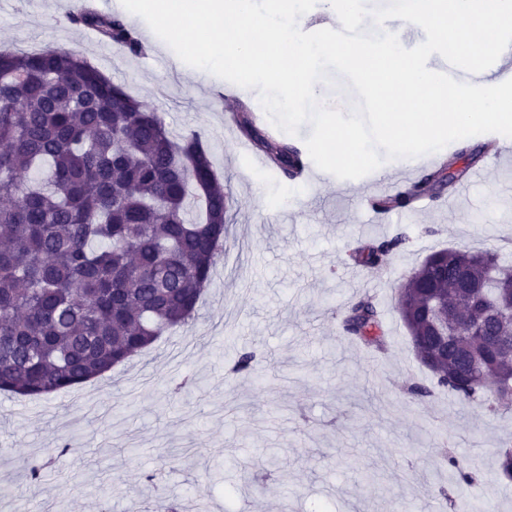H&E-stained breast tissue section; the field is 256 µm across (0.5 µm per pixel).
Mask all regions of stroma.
<instances>
[{"mask_svg":"<svg viewBox=\"0 0 512 512\" xmlns=\"http://www.w3.org/2000/svg\"><path fill=\"white\" fill-rule=\"evenodd\" d=\"M83 0H0V49L64 48L155 106L169 129L203 134L230 197L228 240L198 316L165 332L79 395L24 400L0 393V485L39 512H128L131 500L177 498L181 512H451L460 500L512 512V487L492 483L512 448V411H489L447 392L412 394L432 375L416 358L396 308L400 284L432 252L492 250L512 264V157L481 156L484 175L433 197L426 211L378 222L361 197L367 178L327 172L301 184L256 171L232 113H255L258 93L220 101L223 79L183 63L121 0L144 50H101L71 24ZM405 229L382 266L347 259L357 243ZM372 297L386 347L343 335L345 305ZM255 349L250 377L228 370ZM73 449L22 481L29 462ZM478 482L449 483L445 450Z\"/></svg>","mask_w":512,"mask_h":512,"instance_id":"35a3bbf8","label":"stroma"}]
</instances>
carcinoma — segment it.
<instances>
[{"label":"carcinoma","mask_w":512,"mask_h":512,"mask_svg":"<svg viewBox=\"0 0 512 512\" xmlns=\"http://www.w3.org/2000/svg\"><path fill=\"white\" fill-rule=\"evenodd\" d=\"M137 55L134 28L118 15L77 12ZM237 124L270 167L294 178L298 147ZM475 162L455 153L404 191L379 200L406 207L461 181ZM227 196L202 136L179 135L147 103L87 59L62 48L0 51V392L39 398L83 385L164 332L196 319L227 233ZM404 232L360 245L353 264L372 268L402 247ZM512 267L490 251L431 253L400 288L397 306L419 361L437 386L494 410V373L512 385ZM343 330L381 350L380 314L369 297L350 303ZM448 335L441 336L442 328ZM241 351L234 375L255 371ZM448 482L477 481L448 456ZM512 482V452L496 472Z\"/></svg>","instance_id":"obj_1"}]
</instances>
